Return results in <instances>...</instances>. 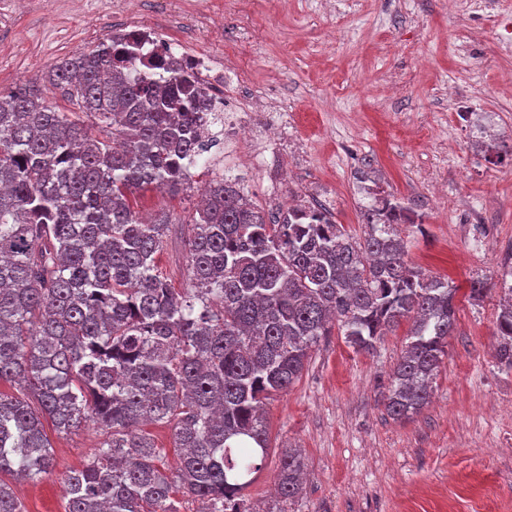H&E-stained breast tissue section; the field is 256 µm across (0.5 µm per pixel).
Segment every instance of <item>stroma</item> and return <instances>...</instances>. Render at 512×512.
<instances>
[{"label": "stroma", "instance_id": "stroma-1", "mask_svg": "<svg viewBox=\"0 0 512 512\" xmlns=\"http://www.w3.org/2000/svg\"><path fill=\"white\" fill-rule=\"evenodd\" d=\"M25 0L0 14V92L37 85L58 111L72 104L48 81L56 61L95 49L143 20L173 41L223 57L246 77L236 102L266 94L258 128L283 121L286 142L268 141L261 159L232 144L211 149L176 193L139 194L137 211L174 223L158 266L188 287L181 226L196 213V188L237 178L254 203L277 210L299 195L362 231L363 186L417 203L407 227L408 260L452 282L456 329L434 398L410 419L387 416L382 395L405 346V328L373 353L338 332L322 337L300 379L267 406L271 446L246 495L261 512H512V369L495 357L502 266L512 254V163L474 150L481 124L512 146V0ZM473 101L460 120L454 99ZM489 289L469 298L470 282ZM54 468L14 483L25 512H64L62 475L102 440L86 427L51 433ZM302 449L298 498L276 503L284 449Z\"/></svg>", "mask_w": 512, "mask_h": 512}]
</instances>
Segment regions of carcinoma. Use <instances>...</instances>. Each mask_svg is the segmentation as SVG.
<instances>
[{
    "label": "carcinoma",
    "instance_id": "carcinoma-1",
    "mask_svg": "<svg viewBox=\"0 0 512 512\" xmlns=\"http://www.w3.org/2000/svg\"><path fill=\"white\" fill-rule=\"evenodd\" d=\"M134 48L102 44L50 75L80 113L42 90L0 93V512H24L10 484L54 467L45 422L104 439L63 478L64 512H256L245 495L269 448L267 400L301 375L337 327L358 352L409 323L384 408L431 397L456 325V289L408 262L413 209L388 197L363 235L303 199L275 212L216 176L186 224L191 292L155 258L170 216L144 223L134 193L184 187L203 152L207 100L181 72L134 77ZM497 356L512 369V283L502 279ZM22 385L23 393L9 391ZM147 424L172 430L178 468H160ZM305 462L282 452L279 493L296 498Z\"/></svg>",
    "mask_w": 512,
    "mask_h": 512
}]
</instances>
